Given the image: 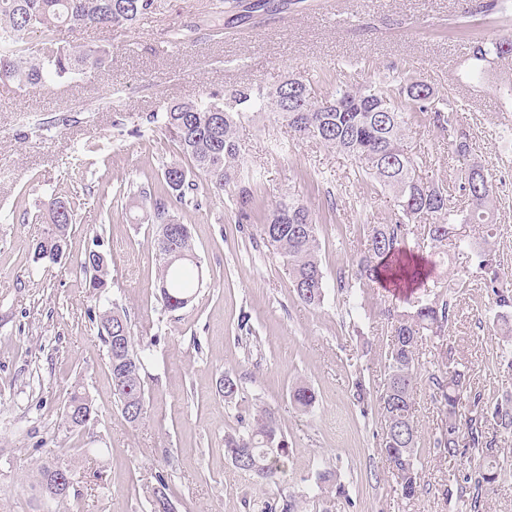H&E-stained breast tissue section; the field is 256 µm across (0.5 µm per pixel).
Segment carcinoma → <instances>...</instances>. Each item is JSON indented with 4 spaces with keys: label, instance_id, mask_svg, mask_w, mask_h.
<instances>
[{
    "label": "carcinoma",
    "instance_id": "carcinoma-1",
    "mask_svg": "<svg viewBox=\"0 0 512 512\" xmlns=\"http://www.w3.org/2000/svg\"><path fill=\"white\" fill-rule=\"evenodd\" d=\"M301 2L210 0L199 23L219 35L224 28L215 20L224 16L226 3L236 9V17L229 21L234 25L253 24L262 12L280 14ZM157 8L158 0H0V83L12 82L30 92L94 74L112 64L109 51L101 47H56L51 35L62 26L71 30L127 27ZM195 33L196 29L189 26L173 28L168 31V43L186 44L193 41ZM508 53L512 54V38L473 41L465 59L466 78L476 82L479 75L492 73L494 57ZM439 103L434 88L423 81L403 85L342 84L323 90L317 81L290 76L275 87L236 85L224 92L222 102L209 97L149 113L147 124L169 133L184 158L165 166L160 187L147 183L130 192L144 220L157 225L154 248L159 268L155 288L163 306L175 311L192 301L193 271L197 266L190 227L173 218L171 206L197 208L198 190L221 197L232 187L239 217H251L257 203L254 187L263 183L264 175L244 170L237 129L246 113L269 112L296 135L358 161L362 174L395 193L399 216L390 224L372 226L356 262V283L367 286L381 280L383 274L403 283L422 278L421 268L406 248L408 224H421L422 241L438 250L455 240L457 225L473 224L482 229L475 246L482 256L479 269L485 274L484 285L496 296L499 307L512 308V292L497 285L492 182L482 166L469 162L471 147L466 133L456 129L450 133L454 152L464 165L462 190L468 199L464 212L453 209L445 187L419 178L416 161L404 151L408 113L432 112L440 126L448 125ZM39 211L49 229L30 246L32 262L44 267L58 265L66 254L75 207L51 194L40 202ZM261 235L282 258L298 299L308 306H320L324 274L316 220L308 206L293 194L281 196L268 209ZM110 262L106 252L91 250L80 263L85 285L96 297L108 293ZM454 308V301L440 292L433 301H417L409 311H386L393 340L386 352L388 377L378 399L385 425L380 452L388 457L389 470L407 500L415 498L420 488V434L414 415L420 347L426 337L441 335ZM98 335L106 347L113 395L121 414L127 422L136 424L145 408V350L135 349L127 316L116 310L99 312ZM431 380L448 410V422L434 439L435 447L450 458L468 448H491L492 443L484 440L481 419L462 420L459 407L471 391L466 372L450 362L448 379L434 375ZM292 401L296 407L307 409L315 403L316 395L308 384L299 382L292 388ZM492 417L499 428L512 430V407L498 404ZM61 420L69 431H80L94 422L88 396L78 389L70 393ZM224 448L227 454L239 455L246 462H260L254 473L272 480L280 458L288 453V442L274 414L262 409L244 431L225 435ZM157 482L151 512H174L175 491L163 476H157Z\"/></svg>",
    "mask_w": 512,
    "mask_h": 512
}]
</instances>
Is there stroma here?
I'll list each match as a JSON object with an SVG mask.
<instances>
[{"label": "stroma", "instance_id": "35a3bbf8", "mask_svg": "<svg viewBox=\"0 0 512 512\" xmlns=\"http://www.w3.org/2000/svg\"><path fill=\"white\" fill-rule=\"evenodd\" d=\"M311 2L219 37L201 31L197 42L172 49L163 45L166 31L196 21L207 0H161L156 14L130 27L55 32L61 46L109 49L111 68L36 93L0 84V512H150L159 472L177 492V512H282L287 501L293 512H467L476 493L479 512H512V431L487 423L489 452L448 458L434 446L446 409L429 377L448 358L465 366L482 407L512 397V339L502 334L476 252L464 242L448 261L420 246L413 224L406 241L430 270V284L405 297L376 283L350 287L370 228L398 215L394 193L359 173L352 158L294 135L266 112L247 113L238 127L247 169L264 175L260 201L295 194L317 221L321 306L296 297L281 258L260 236L262 212L237 222L229 195L176 208L191 228L200 282L185 308L167 310L156 298V227L135 223L125 192L158 182L179 154L146 113L239 83L273 87L291 74H323L337 85L401 77L431 84L494 186L498 283L512 290V103L474 88L458 68L475 39L512 33V0H504L505 12L473 16L462 0H350L335 15L323 0ZM408 120L404 149L419 177L446 186L464 209L462 164L447 132L429 113ZM53 191L82 207L67 259L43 268L29 246L48 230L35 215ZM97 245L112 257L108 302L126 312L149 357L145 414L135 425L113 398L93 319L104 304L80 270ZM463 271L469 281L457 293L455 317L419 358L421 488L407 501L379 451L385 426L376 399L392 340L384 312L408 309L433 295V283ZM227 374L239 385L232 401L219 390ZM299 381L317 394L305 411L290 399ZM359 381L371 391L368 402L354 396ZM75 386L89 395L97 420L72 433L59 421ZM263 408L288 441L276 483L234 467L224 453L225 434ZM52 458L79 475L62 502L38 486V467ZM488 469L496 481L475 491L473 477Z\"/></svg>", "mask_w": 512, "mask_h": 512}]
</instances>
